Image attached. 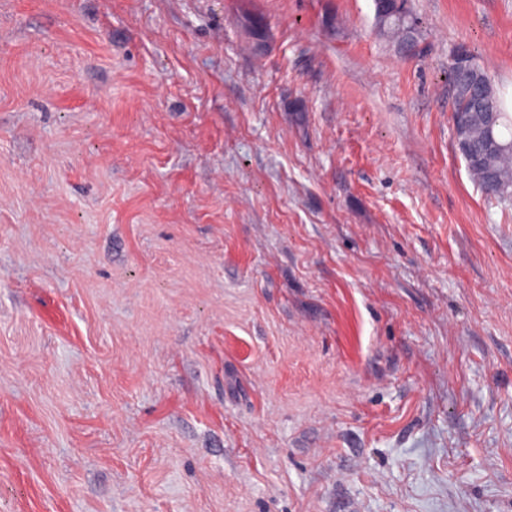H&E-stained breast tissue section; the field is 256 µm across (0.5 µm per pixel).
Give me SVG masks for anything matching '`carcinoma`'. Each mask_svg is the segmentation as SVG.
Returning <instances> with one entry per match:
<instances>
[{
    "label": "carcinoma",
    "instance_id": "1",
    "mask_svg": "<svg viewBox=\"0 0 512 512\" xmlns=\"http://www.w3.org/2000/svg\"><path fill=\"white\" fill-rule=\"evenodd\" d=\"M378 31L400 47L420 44L422 34L408 0H373ZM448 91L453 112L464 117L456 142L468 174L490 199L512 198V116L505 112L497 86L462 45L448 55ZM496 176L487 182V173Z\"/></svg>",
    "mask_w": 512,
    "mask_h": 512
}]
</instances>
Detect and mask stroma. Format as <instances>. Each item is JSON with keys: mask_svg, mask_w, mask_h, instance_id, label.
<instances>
[{"mask_svg": "<svg viewBox=\"0 0 512 512\" xmlns=\"http://www.w3.org/2000/svg\"><path fill=\"white\" fill-rule=\"evenodd\" d=\"M410 4L0 0V512H512V0ZM373 8L376 28L393 41L398 51L409 41L420 45L422 34L408 0H373ZM416 46L405 45L403 53L407 56L419 53ZM464 67L467 71L461 74ZM448 70L453 112L462 114L465 121L458 130L456 143L468 174L487 198L497 201L511 199L512 116L505 112L497 86L463 45L450 51ZM492 121L495 145L490 148ZM460 142L466 143L464 149ZM488 172L495 174L490 173L494 184L487 182Z\"/></svg>", "mask_w": 512, "mask_h": 512, "instance_id": "stroma-1", "label": "stroma"}]
</instances>
